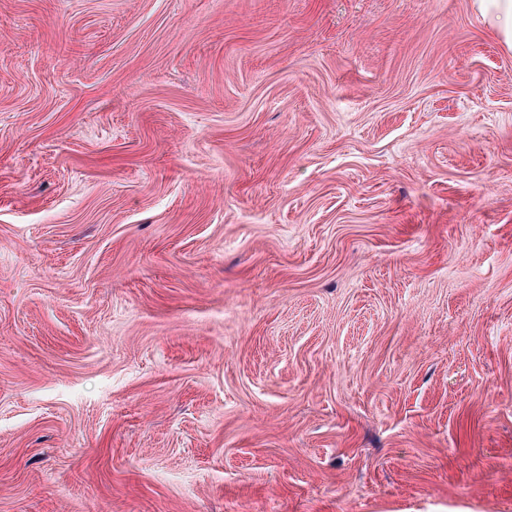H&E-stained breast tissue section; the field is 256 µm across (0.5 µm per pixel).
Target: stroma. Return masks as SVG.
Wrapping results in <instances>:
<instances>
[{
	"mask_svg": "<svg viewBox=\"0 0 512 512\" xmlns=\"http://www.w3.org/2000/svg\"><path fill=\"white\" fill-rule=\"evenodd\" d=\"M0 512H512L472 0H0Z\"/></svg>",
	"mask_w": 512,
	"mask_h": 512,
	"instance_id": "1",
	"label": "stroma"
}]
</instances>
